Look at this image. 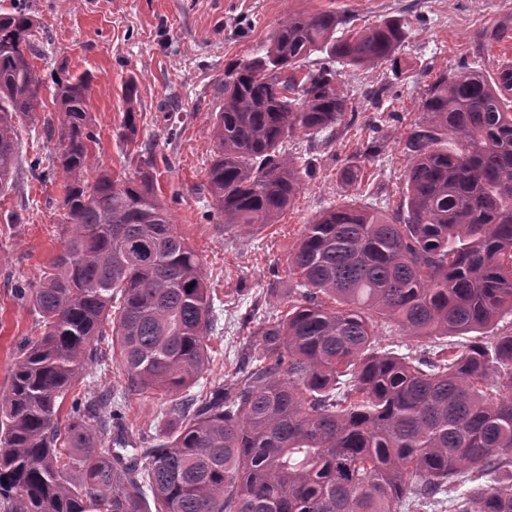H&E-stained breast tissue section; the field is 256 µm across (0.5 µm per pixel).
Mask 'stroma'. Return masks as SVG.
Wrapping results in <instances>:
<instances>
[{"instance_id":"obj_1","label":"stroma","mask_w":512,"mask_h":512,"mask_svg":"<svg viewBox=\"0 0 512 512\" xmlns=\"http://www.w3.org/2000/svg\"><path fill=\"white\" fill-rule=\"evenodd\" d=\"M37 30L32 59L43 79L41 104L22 135L14 188L0 197V392L8 390L21 339L41 333L39 316L15 290L37 283L63 244L62 178L42 179L59 148L44 123L57 119L54 77L90 74L87 108L97 134L95 153L115 178L132 175L130 149L118 138L127 110L137 114L138 141L154 148L156 191L175 227L199 253L214 296L224 303V332L212 337V361L194 392L238 377L242 345L257 348L245 316L251 305L275 318L285 310L296 278L288 253L304 224L342 203L397 208L406 166L403 141L421 112V98L441 74L461 66L487 76L512 63V40L478 46L476 36L512 28V0H31ZM333 11L362 27L386 18L408 24L398 63L345 68L351 97L333 141L297 136L287 151L314 162L294 204L274 223L224 224L208 202L213 143L207 134L224 102V70L268 43L288 16ZM137 95L126 100L124 86ZM383 89L380 105L366 99ZM375 146L361 183L348 188L337 172L350 157ZM124 427L131 438L157 439L170 428L168 395L127 393Z\"/></svg>"}]
</instances>
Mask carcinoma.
Here are the masks:
<instances>
[{
  "label": "carcinoma",
  "instance_id": "obj_1",
  "mask_svg": "<svg viewBox=\"0 0 512 512\" xmlns=\"http://www.w3.org/2000/svg\"><path fill=\"white\" fill-rule=\"evenodd\" d=\"M349 22L296 15L224 71L208 172L224 223L270 224L291 205L305 180L288 139L330 141L349 109L336 65L394 62L408 37L400 18ZM33 28L27 0L0 15V195L41 103ZM91 82H55L47 174L66 179L68 237L39 283L16 289L44 331L19 345L0 394L3 512H512V330L497 331L512 314V66L492 80L461 67L428 89L400 207L342 204L304 225L288 255L300 298L258 322L259 360L245 352L234 383L199 396L184 392L219 323L202 261L157 198L152 148L132 178L101 169ZM338 178L357 184L362 165ZM388 321L417 339L479 338L398 354L376 339ZM107 336L129 391L172 397L157 444L125 432L121 404L77 392Z\"/></svg>",
  "mask_w": 512,
  "mask_h": 512
}]
</instances>
